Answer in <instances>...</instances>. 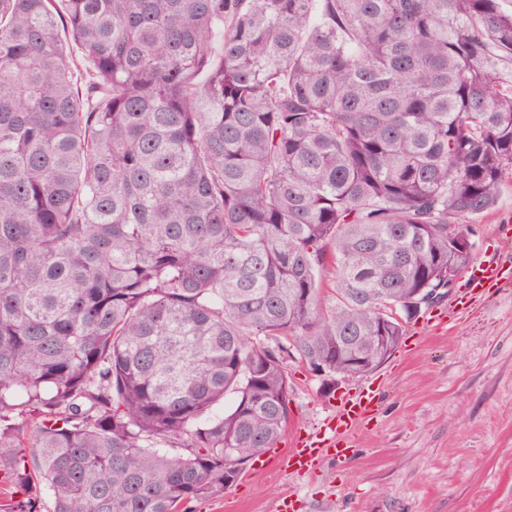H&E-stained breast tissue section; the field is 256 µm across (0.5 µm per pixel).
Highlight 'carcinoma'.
Listing matches in <instances>:
<instances>
[{"mask_svg": "<svg viewBox=\"0 0 512 512\" xmlns=\"http://www.w3.org/2000/svg\"><path fill=\"white\" fill-rule=\"evenodd\" d=\"M504 59L498 0H0V512H189L290 348L383 364L512 175Z\"/></svg>", "mask_w": 512, "mask_h": 512, "instance_id": "cac0c4a2", "label": "carcinoma"}]
</instances>
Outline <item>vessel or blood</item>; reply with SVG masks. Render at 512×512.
Returning <instances> with one entry per match:
<instances>
[{
    "mask_svg": "<svg viewBox=\"0 0 512 512\" xmlns=\"http://www.w3.org/2000/svg\"><path fill=\"white\" fill-rule=\"evenodd\" d=\"M505 277L500 266H473L469 272L468 290L458 301L459 308H466L485 289L498 286ZM376 398V390L369 383L344 395L336 409L324 419L320 431H297L290 436L280 457L281 468L295 475L313 476L324 459L347 460L352 452L355 431L373 411Z\"/></svg>",
    "mask_w": 512,
    "mask_h": 512,
    "instance_id": "1",
    "label": "vessel or blood"
}]
</instances>
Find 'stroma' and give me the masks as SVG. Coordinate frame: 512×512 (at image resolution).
I'll return each mask as SVG.
<instances>
[{
  "label": "stroma",
  "mask_w": 512,
  "mask_h": 512,
  "mask_svg": "<svg viewBox=\"0 0 512 512\" xmlns=\"http://www.w3.org/2000/svg\"><path fill=\"white\" fill-rule=\"evenodd\" d=\"M512 177L484 214L452 221L474 243L472 264L512 268ZM467 284L407 323L388 360L366 378H342L329 392L299 354L286 360L287 432L319 429L342 393L376 383L377 406L357 430L353 456L326 460L315 478L268 461L248 468L224 495L194 512H277L296 492L298 512H512V282L486 291L452 319L437 322Z\"/></svg>",
  "instance_id": "stroma-1"
}]
</instances>
